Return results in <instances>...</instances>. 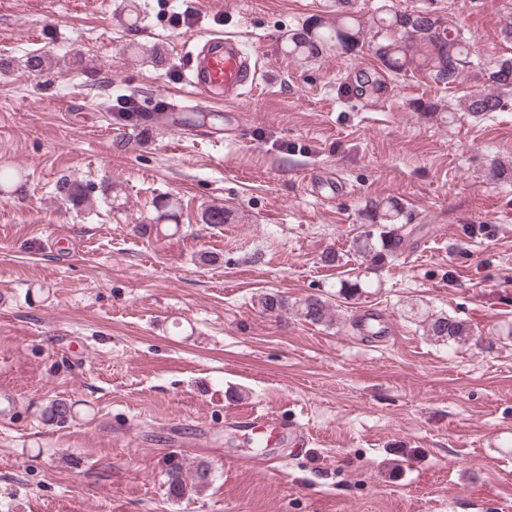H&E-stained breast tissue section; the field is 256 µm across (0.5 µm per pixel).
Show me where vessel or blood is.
I'll use <instances>...</instances> for the list:
<instances>
[{"mask_svg":"<svg viewBox=\"0 0 512 512\" xmlns=\"http://www.w3.org/2000/svg\"><path fill=\"white\" fill-rule=\"evenodd\" d=\"M190 58L187 80L198 103L218 98L228 103L237 102L258 76L242 41L234 35L212 32L196 38ZM359 328L364 334L376 337L394 332L387 317L371 312L361 316ZM235 425L257 446L282 439L293 448H304L309 444L308 435L300 425L284 423L273 414L251 412L238 417Z\"/></svg>","mask_w":512,"mask_h":512,"instance_id":"b4317fda","label":"vessel or blood"}]
</instances>
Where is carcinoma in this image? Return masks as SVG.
<instances>
[{
	"label": "carcinoma",
	"mask_w": 512,
	"mask_h": 512,
	"mask_svg": "<svg viewBox=\"0 0 512 512\" xmlns=\"http://www.w3.org/2000/svg\"><path fill=\"white\" fill-rule=\"evenodd\" d=\"M376 33H398L396 39H383L377 43L375 54L381 64L378 76H365L360 83L359 96L371 97L383 86L384 75L400 74L414 67L424 71L437 84L451 89L460 82L465 69L474 65V50L461 28L428 10L401 11L384 8L373 19ZM368 34L365 21L351 6V0H336V16L325 20H313L288 34V56L301 63L317 60L327 53L338 56H352L358 52ZM477 78L482 84L459 97L457 110L474 119H481L490 112H500L505 106V97L512 94V57H502L495 66L479 72ZM124 122L142 127L149 133L161 116L156 114L145 122L134 102H124L123 111L118 113ZM62 200L76 206L92 208L98 202L112 200L109 194L97 198L93 192L67 180L57 185ZM403 211L395 199L372 201L362 211V219L368 230L352 242V249L363 258L364 270L353 278L340 282V292L354 297L363 293L368 282L363 277L378 270L396 252L400 237L397 224L401 223ZM265 313H278L286 306V299L278 294H265L259 301ZM300 317L311 323L331 321L328 303L309 297L298 309ZM425 335L437 341L460 344L470 340L473 330L464 320L434 312L423 321ZM71 417V406L63 399H54L43 410L47 422L64 423ZM167 494L180 500L192 493L204 491L212 482L209 465L200 463L191 472L179 460L166 462L164 472Z\"/></svg>",
	"instance_id": "1"
}]
</instances>
